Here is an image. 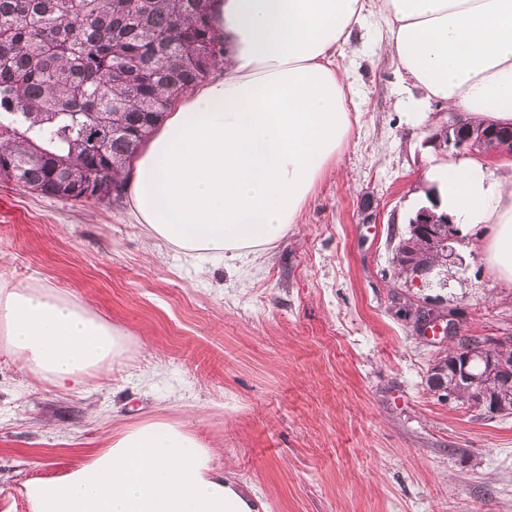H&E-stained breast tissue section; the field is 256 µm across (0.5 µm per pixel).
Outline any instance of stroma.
Segmentation results:
<instances>
[{
  "label": "stroma",
  "mask_w": 512,
  "mask_h": 512,
  "mask_svg": "<svg viewBox=\"0 0 512 512\" xmlns=\"http://www.w3.org/2000/svg\"><path fill=\"white\" fill-rule=\"evenodd\" d=\"M377 17L340 57L358 89L335 175L266 253L198 273L152 245L129 200L64 202L0 180V276L91 302L122 356L62 392L0 355V512L27 482L69 472L113 429L191 417L217 468L266 512H512V414L442 401L426 384L446 344L405 311L458 316L464 336H512V286L472 230L447 280L392 262L438 153L444 105L410 120Z\"/></svg>",
  "instance_id": "obj_1"
}]
</instances>
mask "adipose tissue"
<instances>
[{"instance_id":"adipose-tissue-1","label":"adipose tissue","mask_w":512,"mask_h":512,"mask_svg":"<svg viewBox=\"0 0 512 512\" xmlns=\"http://www.w3.org/2000/svg\"><path fill=\"white\" fill-rule=\"evenodd\" d=\"M372 9L391 32L380 53L422 93L412 112L437 100L472 122H512V0H215L218 73L175 106L130 183L153 243L203 273L286 237L350 134L356 90L336 57ZM426 178L457 225L485 227L486 261L512 284V178L476 159L435 161ZM123 350L89 304L0 285V352L41 382L80 388ZM219 454L183 423L147 419L24 495L31 512H259L215 468Z\"/></svg>"}]
</instances>
